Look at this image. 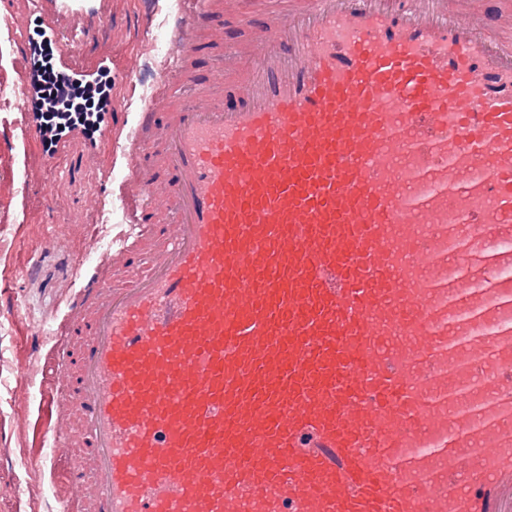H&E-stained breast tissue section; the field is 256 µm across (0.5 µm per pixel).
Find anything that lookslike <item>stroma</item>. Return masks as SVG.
<instances>
[{
  "label": "stroma",
  "instance_id": "obj_1",
  "mask_svg": "<svg viewBox=\"0 0 512 512\" xmlns=\"http://www.w3.org/2000/svg\"><path fill=\"white\" fill-rule=\"evenodd\" d=\"M108 21L99 28L95 53L112 56V114L114 132L133 119L143 96L151 94L164 61L156 51L170 41L171 19L178 0H101ZM26 7V0H0V82L14 85L22 79L18 44L21 31L11 23ZM133 66L136 82H129L125 66ZM25 112L0 101V278L11 279L14 300L0 301V448L8 457L0 464V512H52L61 479L49 470L24 467L37 449L47 427L48 413L38 386L23 398L14 392L21 376L40 377L42 364L28 357L22 341L26 326L60 316L78 279L77 263L87 260L93 237L115 240L127 231L129 217L113 203L108 221L88 216L87 210L107 194H120L129 175L127 158L112 157V179L84 158L82 144H74L67 162L51 170L46 183L32 182L31 193L50 185L56 210L26 202L21 183L28 162L42 152L40 143L22 144L11 137V125L26 120ZM37 263L35 276L24 273Z\"/></svg>",
  "mask_w": 512,
  "mask_h": 512
}]
</instances>
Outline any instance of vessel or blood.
<instances>
[{
    "instance_id": "1",
    "label": "vessel or blood",
    "mask_w": 512,
    "mask_h": 512,
    "mask_svg": "<svg viewBox=\"0 0 512 512\" xmlns=\"http://www.w3.org/2000/svg\"><path fill=\"white\" fill-rule=\"evenodd\" d=\"M260 2L214 57L223 0H181L125 134L140 264L119 279L107 253L56 343L31 333L58 512H504L512 38L482 0ZM95 13L17 16V95L51 113L55 77L111 87L110 59L62 47L96 43ZM115 146L106 124L87 155ZM264 23V18L260 12H254L246 18L245 22H240L232 16L224 15V46L226 44L240 43L251 37L252 28H258Z\"/></svg>"
}]
</instances>
